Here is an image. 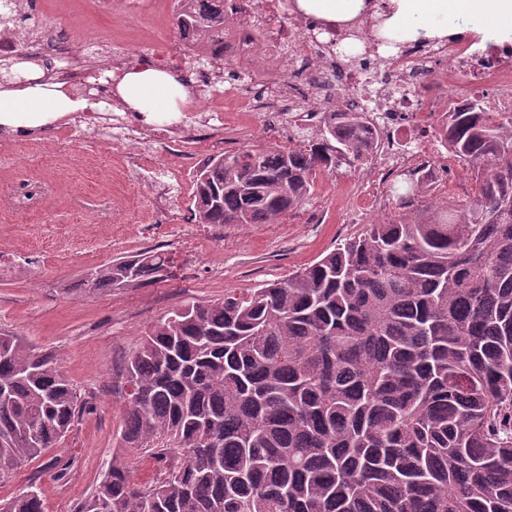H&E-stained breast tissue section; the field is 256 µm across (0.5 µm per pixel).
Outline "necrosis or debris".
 Returning a JSON list of instances; mask_svg holds the SVG:
<instances>
[{
    "mask_svg": "<svg viewBox=\"0 0 512 512\" xmlns=\"http://www.w3.org/2000/svg\"><path fill=\"white\" fill-rule=\"evenodd\" d=\"M237 3L239 26L219 56L230 63L261 50L289 72L306 74L318 110L288 104L302 128L332 112L362 113L376 139L382 176L431 170L440 125L465 107L468 96H483L491 111L512 112V59L500 57L488 36L395 50L368 22L333 30L290 15V0ZM260 30L266 33L261 43L255 38Z\"/></svg>",
    "mask_w": 512,
    "mask_h": 512,
    "instance_id": "1",
    "label": "necrosis or debris"
}]
</instances>
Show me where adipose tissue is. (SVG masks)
Wrapping results in <instances>:
<instances>
[{
    "label": "adipose tissue",
    "mask_w": 512,
    "mask_h": 512,
    "mask_svg": "<svg viewBox=\"0 0 512 512\" xmlns=\"http://www.w3.org/2000/svg\"><path fill=\"white\" fill-rule=\"evenodd\" d=\"M304 16L330 23L371 15L381 36L415 42L463 37L469 30L494 32L512 41V0H296ZM115 98L125 111L148 126L184 111L190 88L178 74L142 60L120 67ZM103 105L72 95L48 67L33 61L0 64V128L30 131L77 112Z\"/></svg>",
    "instance_id": "ef3b65f1"
}]
</instances>
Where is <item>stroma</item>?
<instances>
[{
    "instance_id": "35a3bbf8",
    "label": "stroma",
    "mask_w": 512,
    "mask_h": 512,
    "mask_svg": "<svg viewBox=\"0 0 512 512\" xmlns=\"http://www.w3.org/2000/svg\"><path fill=\"white\" fill-rule=\"evenodd\" d=\"M26 8L34 17L30 29L60 48L55 65L77 64L104 77L136 58L162 61L182 76L198 66L179 40L173 7L145 18L127 14L124 0H112L107 11L96 0H26ZM201 69L207 79L192 81L188 109L206 115L211 137L181 152L151 127L102 143L94 127L61 135L51 124L38 136L56 143L40 154L0 135V255L12 258L0 273V335L54 353L91 406L56 447L0 478V504L31 487L45 512H78L115 457L134 480H151L156 462L117 443L124 366L149 328L188 304L286 278L398 212L393 201L381 210L365 205L372 190L366 163L317 175L307 203L279 223H194L193 177L204 159L279 141L266 132L262 113L234 115L225 86L246 81L258 94L303 81L260 55L225 65L219 75ZM32 176L46 195L17 212L18 187ZM154 248L169 260L168 278L136 288L92 287L96 268Z\"/></svg>"
}]
</instances>
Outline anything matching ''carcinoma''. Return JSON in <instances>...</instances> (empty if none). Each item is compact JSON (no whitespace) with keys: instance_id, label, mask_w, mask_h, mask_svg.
I'll return each mask as SVG.
<instances>
[{"instance_id":"cac0c4a2","label":"carcinoma","mask_w":512,"mask_h":512,"mask_svg":"<svg viewBox=\"0 0 512 512\" xmlns=\"http://www.w3.org/2000/svg\"><path fill=\"white\" fill-rule=\"evenodd\" d=\"M196 57L231 37L228 0H180ZM441 143L472 174L464 205L369 224L261 288L195 302L153 325L126 365L120 447L158 463L148 485L108 464L79 512H512V113L471 99ZM356 112L284 150L213 155L193 180L197 224H273L317 173L373 157ZM399 207L424 195L413 180ZM152 249L92 274L160 280ZM76 386L0 336V477L55 447L86 412ZM0 512H44L29 489Z\"/></svg>"}]
</instances>
